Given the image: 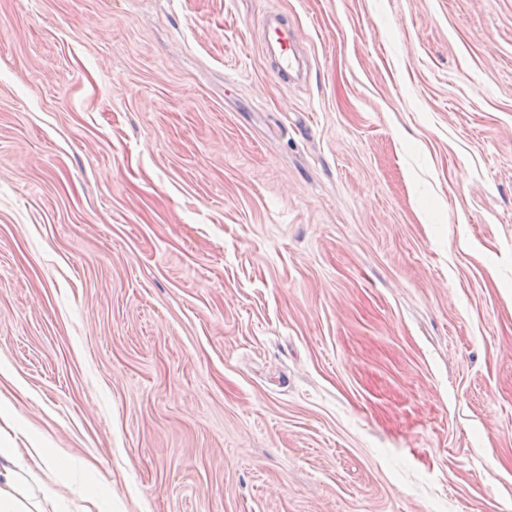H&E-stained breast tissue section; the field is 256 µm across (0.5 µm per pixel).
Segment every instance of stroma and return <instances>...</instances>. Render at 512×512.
<instances>
[{
  "mask_svg": "<svg viewBox=\"0 0 512 512\" xmlns=\"http://www.w3.org/2000/svg\"><path fill=\"white\" fill-rule=\"evenodd\" d=\"M0 406L45 512H512V0H0ZM263 55L275 60L274 76L285 81L296 61L298 40L294 30L284 23H273L272 15H267L262 22ZM26 450L29 457L35 461L39 468H41L42 465L50 470L63 472L68 467V460L64 455L56 454L54 456H48L47 448L32 446V448H26Z\"/></svg>",
  "mask_w": 512,
  "mask_h": 512,
  "instance_id": "35a3bbf8",
  "label": "stroma"
}]
</instances>
